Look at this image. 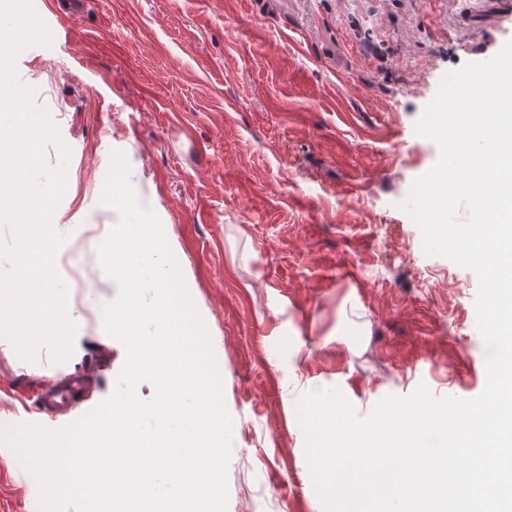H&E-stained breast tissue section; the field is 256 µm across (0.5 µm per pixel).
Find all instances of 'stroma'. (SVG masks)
<instances>
[{"instance_id":"stroma-1","label":"stroma","mask_w":512,"mask_h":512,"mask_svg":"<svg viewBox=\"0 0 512 512\" xmlns=\"http://www.w3.org/2000/svg\"><path fill=\"white\" fill-rule=\"evenodd\" d=\"M51 46L16 59L71 150L53 224L77 325L62 363L0 339V425L58 429L18 393L60 373L109 397L124 347L104 327L116 284L97 247L123 153L211 336L233 419L228 512H323L291 407L336 387L359 415L426 384L487 382L474 271L425 254L402 210L440 150L415 126L443 76L512 40L494 0H33ZM0 445V512H38Z\"/></svg>"}]
</instances>
